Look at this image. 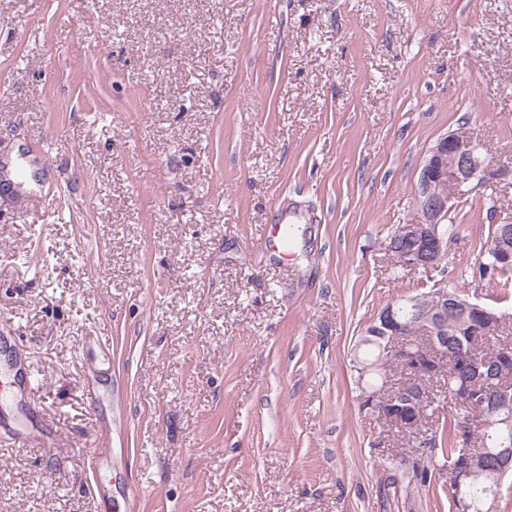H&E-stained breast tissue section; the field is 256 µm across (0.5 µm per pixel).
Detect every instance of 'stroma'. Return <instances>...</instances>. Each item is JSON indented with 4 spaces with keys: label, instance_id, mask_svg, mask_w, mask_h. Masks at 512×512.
<instances>
[{
    "label": "stroma",
    "instance_id": "stroma-1",
    "mask_svg": "<svg viewBox=\"0 0 512 512\" xmlns=\"http://www.w3.org/2000/svg\"><path fill=\"white\" fill-rule=\"evenodd\" d=\"M486 149L431 273L394 272L422 166ZM0 311L36 383L0 407V512H454L441 452L359 406L361 330L472 281L512 224V0H0ZM53 192L39 212L18 196ZM314 216L260 246L278 197ZM121 457L96 461L103 440Z\"/></svg>",
    "mask_w": 512,
    "mask_h": 512
}]
</instances>
